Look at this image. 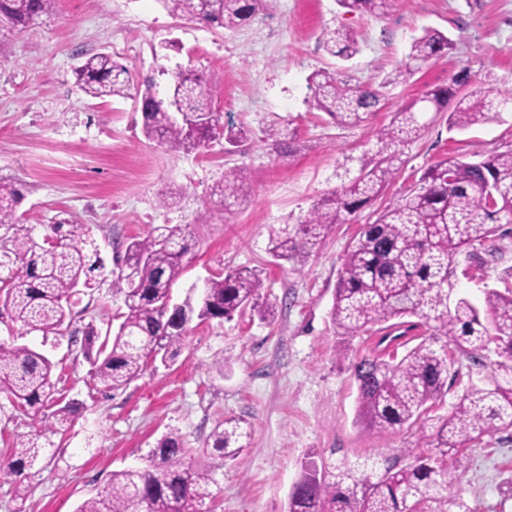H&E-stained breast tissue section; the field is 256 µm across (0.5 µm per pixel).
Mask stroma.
Returning <instances> with one entry per match:
<instances>
[{"label":"stroma","mask_w":512,"mask_h":512,"mask_svg":"<svg viewBox=\"0 0 512 512\" xmlns=\"http://www.w3.org/2000/svg\"><path fill=\"white\" fill-rule=\"evenodd\" d=\"M339 26L359 47L347 61L323 45L325 32ZM426 28L445 33L451 45L407 71L410 44ZM92 50L113 54L134 84L151 81L161 93L177 68L204 71L221 114L219 138L188 154L147 140L135 123L133 99L95 100L75 87L72 70ZM322 69L354 85L389 80L385 106L366 124H336L308 89L311 74ZM454 80L463 94L512 87V0H399L381 17L344 12L336 0H271L267 11L233 30L171 15L159 0H59L53 14L1 42L0 178L19 188L16 212L26 224L67 218L88 225L109 272L116 247L148 225H188L197 245L173 287L175 302L215 275L259 268L275 315L262 321L246 311L224 322L191 323L173 363H148L127 386L106 391L70 336L25 332L0 308V344H25L46 355L57 388L84 405L61 448L29 469L26 495L0 480V512H75L112 472L145 466L169 432L187 441V463L214 467L215 512H286L311 456L382 462L405 448L424 450L413 431L370 433L360 423L350 364L370 353L376 339L339 335L329 317L334 290L361 225L417 188L434 163L512 148V112L463 132L449 131L447 113L422 114L426 128L402 146L398 172L382 196L291 261L272 256L270 239L358 174L377 151L373 129ZM275 123L291 132L288 153L265 138ZM240 168L246 202L224 222L211 221L217 209L211 187ZM169 189L180 200L166 209L158 198ZM495 244L496 261L457 275L460 292L478 306L512 266V239ZM79 307L74 328L91 323L104 331L118 325L124 295L106 282ZM452 358L456 374L429 418L448 415L462 395L499 372L491 349L477 361L457 352ZM229 417L248 422L251 435L238 457L224 462L205 440ZM466 456L451 495L474 512H512V435L484 436Z\"/></svg>","instance_id":"stroma-1"}]
</instances>
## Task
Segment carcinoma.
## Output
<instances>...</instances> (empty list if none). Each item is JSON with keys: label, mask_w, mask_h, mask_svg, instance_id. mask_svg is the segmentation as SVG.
Segmentation results:
<instances>
[{"label": "carcinoma", "mask_w": 512, "mask_h": 512, "mask_svg": "<svg viewBox=\"0 0 512 512\" xmlns=\"http://www.w3.org/2000/svg\"><path fill=\"white\" fill-rule=\"evenodd\" d=\"M58 0H0V39L26 31L54 12ZM172 15L227 30L238 28L267 8L269 0H159ZM348 13L386 15L396 0H338ZM329 53L349 59L357 52L354 35L343 28L326 32ZM448 48V38L427 29L411 43L407 71L427 63ZM75 84L94 99L134 96L146 138L172 151L197 149L215 138L220 116L213 110L209 80L193 67L172 76L170 96L153 85L130 93L127 69L107 52L86 53L75 70ZM386 84L352 85L336 74L319 71L309 89L316 107L336 123L357 126L380 110ZM449 91L435 89L399 110L392 123L376 130L379 150L362 163L347 185L314 202L300 223L283 228L271 241V252L289 260L319 246L338 224H345L370 204L394 178L400 146L417 138L424 125L418 113L440 112ZM512 105V90L470 92L458 97L448 115L451 130L501 118ZM246 174L233 171L213 187L224 204L244 198ZM19 189L0 180V306L27 332L64 335L70 330L77 293L93 294L103 269L97 245L85 224L59 220L43 225L41 236L17 215ZM512 224V148L473 161L445 159L428 168L420 186L387 203L371 224H364L345 253L330 319L346 337L382 333L373 356L352 363L357 386L358 417L371 431L382 432L427 420L429 405L448 394L451 359L448 346L476 359L493 343L498 366L512 369V287L489 288L478 309L455 288L461 262L481 259L480 250L502 224ZM196 246L186 224L150 226L117 257L113 282L124 295L126 312L115 333L83 328V355L96 383L118 390L138 378L145 365L166 363L183 347L188 324L229 320L250 310L262 320L273 314L263 297L261 271L241 268L206 280L198 298L171 304L182 260ZM422 321L429 335L409 332ZM407 347L401 359H385L382 345ZM53 363L26 346L0 345V396L13 408L34 410L31 429L14 434L10 452L0 455V478L25 487V470L47 449L52 436L73 422L79 403L57 396ZM54 408V422L38 415ZM512 431V380L492 376L486 386L464 394L446 417L437 418L430 449L407 463L396 457L381 473L377 464L361 467L309 462L288 497V512H473L459 498H448V486L466 472L464 447L491 432ZM240 421L224 419L212 429L211 454L235 458L242 446ZM190 452L176 432L164 435L151 451V464L112 473L107 484L85 499L76 512H213V470L186 464ZM454 458V473L448 458Z\"/></svg>", "instance_id": "carcinoma-1"}]
</instances>
